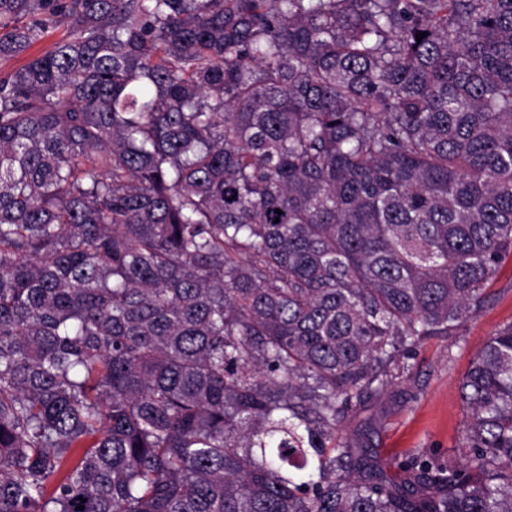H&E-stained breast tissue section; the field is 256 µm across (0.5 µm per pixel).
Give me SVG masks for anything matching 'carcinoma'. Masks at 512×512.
Segmentation results:
<instances>
[{
    "mask_svg": "<svg viewBox=\"0 0 512 512\" xmlns=\"http://www.w3.org/2000/svg\"><path fill=\"white\" fill-rule=\"evenodd\" d=\"M58 25L0 77V512H512V324L448 454L343 432L512 255V0H0V58ZM66 26L61 25L51 29L46 36L36 43L29 51L12 58L0 59V76L9 73L37 55H44L54 49L55 43L69 35Z\"/></svg>",
    "mask_w": 512,
    "mask_h": 512,
    "instance_id": "cac0c4a2",
    "label": "carcinoma"
}]
</instances>
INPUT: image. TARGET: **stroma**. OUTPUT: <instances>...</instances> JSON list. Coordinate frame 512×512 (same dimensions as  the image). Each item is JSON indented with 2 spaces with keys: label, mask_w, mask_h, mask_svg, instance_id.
Instances as JSON below:
<instances>
[{
  "label": "stroma",
  "mask_w": 512,
  "mask_h": 512,
  "mask_svg": "<svg viewBox=\"0 0 512 512\" xmlns=\"http://www.w3.org/2000/svg\"><path fill=\"white\" fill-rule=\"evenodd\" d=\"M510 323L512 257L505 259L490 284L483 308L459 335L428 340L418 351L413 378L359 409L355 419L347 421L346 431L366 419H381L373 445L384 460L403 458L417 448H453L464 419L459 382L488 337Z\"/></svg>",
  "instance_id": "obj_1"
}]
</instances>
